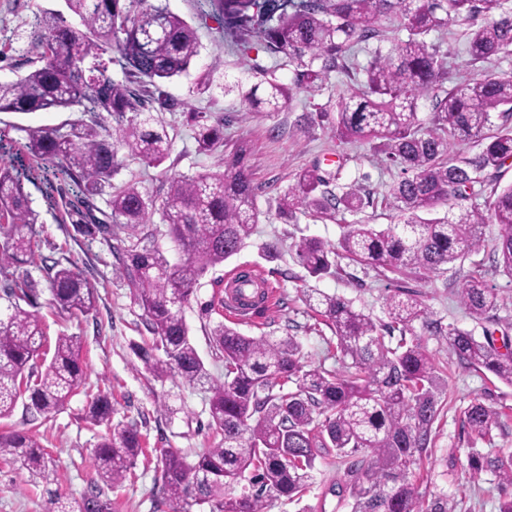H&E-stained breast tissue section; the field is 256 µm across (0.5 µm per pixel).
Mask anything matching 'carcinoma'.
I'll list each match as a JSON object with an SVG mask.
<instances>
[{
	"label": "carcinoma",
	"mask_w": 512,
	"mask_h": 512,
	"mask_svg": "<svg viewBox=\"0 0 512 512\" xmlns=\"http://www.w3.org/2000/svg\"><path fill=\"white\" fill-rule=\"evenodd\" d=\"M207 15L221 24L224 39L245 52L258 41L294 67L290 86L269 81L243 95L256 112H278L293 91H319L330 72L365 80L326 107L309 113L308 126H328L339 143L379 142L386 160L401 171L383 197L397 223L345 224L336 245L315 237L294 243L299 264L315 279L340 274V258L409 271L429 279L445 266L464 261L483 243L487 224L500 227L495 267L512 277V185L493 192L484 207L468 206L470 190L488 168L512 158V126L485 135L494 113L512 117V76L484 72L435 97L430 126L416 116L417 101L448 79L447 56L429 42L451 26L469 27L472 63L512 55V0H206ZM83 28L60 14L34 16L29 38L40 50L38 63L12 80L0 79V112L71 111L91 114L58 125L25 129L26 148L55 166L80 187L69 212L77 230L116 241L119 277L131 302L143 311L151 337L133 346L143 370L157 380L178 378L209 393L210 427L221 441L192 461L171 448L160 449L163 497L173 512H267L280 497L301 500L313 487L316 464L346 465L349 481L331 488L350 512H454L447 499L419 496L409 475L421 464L443 406V383L424 335L443 336L464 368L484 369L512 386V352H501L493 337L444 327L431 319L420 295L400 291L385 298L381 323L346 299L317 289L304 294L308 307L332 329L333 355L343 364L338 375L302 362L294 336H246L222 322L210 331L213 348L224 358V379L205 368L190 338L184 308L198 299L201 279L237 254L252 235L260 212L239 147L227 170L170 178L161 203L133 184L115 186L123 161L138 158L159 167L170 157L172 140L152 110L174 106L163 84L188 73L200 54L196 29L170 10L167 0H66ZM387 20L407 32L387 52L377 48L359 64L355 47L380 39ZM115 57L103 58L106 53ZM120 65L124 79L112 77ZM197 123L199 150L224 141V125ZM117 127L110 128V121ZM477 142L481 151L458 163L449 159L456 144ZM329 179L315 169L295 174L279 197V215L293 220L302 210L328 214L357 211L361 191L337 196ZM109 191L111 223L93 213L91 199ZM159 209L166 231L149 224ZM37 216L20 180L0 164V275L23 265L43 269L52 304L62 313L87 315L96 291L73 263L41 252ZM178 258L158 246L159 235ZM35 283L18 277L3 290L0 309V420L18 406L31 420L48 418L64 407L83 384L82 340L56 338L51 361L36 370L45 331L39 314L28 309ZM458 296L471 317L483 320L500 306L499 292L479 269L469 272ZM398 334L396 342L384 335ZM112 401L99 394L85 418L108 428L93 450L100 483L78 497L51 500L52 512H111L106 490L124 484L142 452L137 427L113 421ZM474 438L484 440L499 425V413L481 399L463 412ZM365 456L359 458L357 453ZM0 457L50 485L56 461L31 432H0ZM470 475L495 468L501 490L512 487V456L494 460L470 448Z\"/></svg>",
	"instance_id": "1"
}]
</instances>
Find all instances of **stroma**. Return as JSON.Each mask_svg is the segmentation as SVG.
Instances as JSON below:
<instances>
[{"label": "stroma", "instance_id": "35a3bbf8", "mask_svg": "<svg viewBox=\"0 0 512 512\" xmlns=\"http://www.w3.org/2000/svg\"><path fill=\"white\" fill-rule=\"evenodd\" d=\"M168 4L173 12L193 22L201 42L200 56L189 74L166 86L174 106L155 113L173 141L172 153L159 167L125 158L114 182L135 184L142 194L158 199L165 194L170 176L222 170L225 158L231 157L236 147L246 148L259 222L246 246L203 278L197 304L185 310L193 343L214 378L224 376V360L215 354L209 334L213 323L219 320L248 336L297 337L307 364L342 372V363L327 353L334 338L331 329L302 300L303 293L315 287L346 298L356 309L380 320L385 317L386 296L399 290L415 291L422 295L433 319L442 325L468 330L486 327L498 345L505 337H512V279L495 268L494 247L499 234L495 224L486 226L484 242L477 253L428 281L409 272L393 274L346 259L341 262V275L321 280L310 278L296 259L295 240L312 236L335 243L343 225L392 223L393 213L384 208L382 198L400 178V170L386 162L377 145L352 142L340 146L329 129L306 128V114L345 90L346 76L330 73L319 92L296 93L281 111H248L236 89L237 83L275 79L287 84L293 77L292 67L260 47L247 53L229 48L218 22L206 17L203 0H168ZM65 9L64 0H0V49L8 51L6 60L0 63V78L11 79L27 70L31 53L25 34L34 13ZM465 32V26L455 25L450 34L431 38L440 52L448 56L450 74L444 89L466 82L475 74L466 52ZM197 114L208 123L224 124V143L214 151L203 153L197 148V126L193 120ZM69 118L66 112H0V155H23L27 127L56 125ZM29 166L31 172L23 186L39 215L41 250L44 255L72 261L95 287L97 302L95 311L87 316L58 313L49 304V283L44 270L35 266L27 269L38 289L37 312L48 342H55L62 334L81 337L85 381L80 391L50 418L30 423L18 410L10 419L0 422V427L6 429L35 431L46 452L58 462L55 480L47 487L17 465L0 459V512H49V490L77 496L97 481L91 452L106 428L88 423L85 413L89 402L101 391L109 394L116 419L137 425L144 448L123 486L111 492L112 512H171L169 506L158 502L157 451L171 448L191 460L219 442V435L209 426L208 394L203 388L188 387L172 378L161 383L145 374L131 346L141 342L147 331L139 308L133 306L127 288L115 274L117 261L109 239L77 232L68 215V202L78 191L73 182L47 178L38 161H30ZM315 167L338 172V180L331 183L334 193H342L353 185L362 186L370 194L369 204L357 212H340L333 217L302 213L293 221L281 218L280 195L287 191L297 172ZM272 241L277 242L280 256L270 261L263 248ZM477 266L503 299L501 307L482 325L469 316L457 294L465 276ZM242 270L258 271L266 279L275 299L274 307L245 320L236 319L226 309L202 317L200 303L223 296L225 278ZM425 342L445 381L443 411L433 426L428 455L410 480L427 498L449 499L456 512H499L495 472L486 469L479 479H471L465 450L475 445L491 457L512 454V387L485 370L462 368L442 337L429 336ZM164 394L169 395L171 405L177 409L169 420L161 416L157 405ZM475 398L493 405L500 413V425L493 430L491 439L478 442L472 440L463 422V411ZM347 481L344 466H321L313 488L301 501L280 499L270 512H316L320 507L325 512H349L329 493L330 487L346 485Z\"/></svg>", "mask_w": 512, "mask_h": 512}]
</instances>
